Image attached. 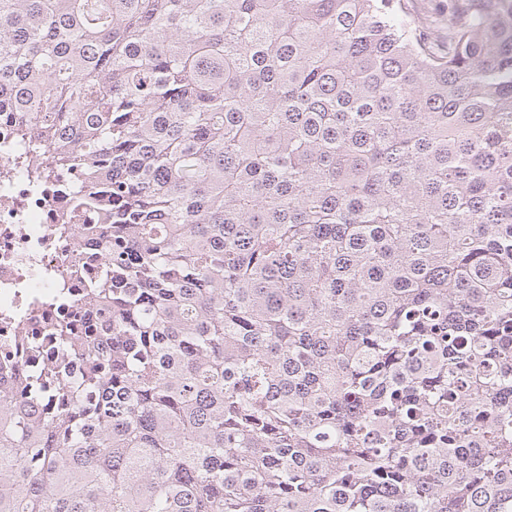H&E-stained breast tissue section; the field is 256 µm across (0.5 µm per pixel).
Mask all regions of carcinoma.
<instances>
[{
  "label": "carcinoma",
  "mask_w": 512,
  "mask_h": 512,
  "mask_svg": "<svg viewBox=\"0 0 512 512\" xmlns=\"http://www.w3.org/2000/svg\"><path fill=\"white\" fill-rule=\"evenodd\" d=\"M2 112L112 324L31 344L0 512H512V0H0Z\"/></svg>",
  "instance_id": "carcinoma-1"
}]
</instances>
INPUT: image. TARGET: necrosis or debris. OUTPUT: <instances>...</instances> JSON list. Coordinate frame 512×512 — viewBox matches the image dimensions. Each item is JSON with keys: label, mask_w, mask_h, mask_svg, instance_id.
Listing matches in <instances>:
<instances>
[{"label": "necrosis or debris", "mask_w": 512, "mask_h": 512, "mask_svg": "<svg viewBox=\"0 0 512 512\" xmlns=\"http://www.w3.org/2000/svg\"><path fill=\"white\" fill-rule=\"evenodd\" d=\"M24 152L9 127L0 124V396L5 398L28 368L27 341L46 335L59 321L62 298H82L81 281L59 286L70 242L56 234V225L70 218L79 224L97 221L64 190L28 178Z\"/></svg>", "instance_id": "4bbe7bcc"}]
</instances>
